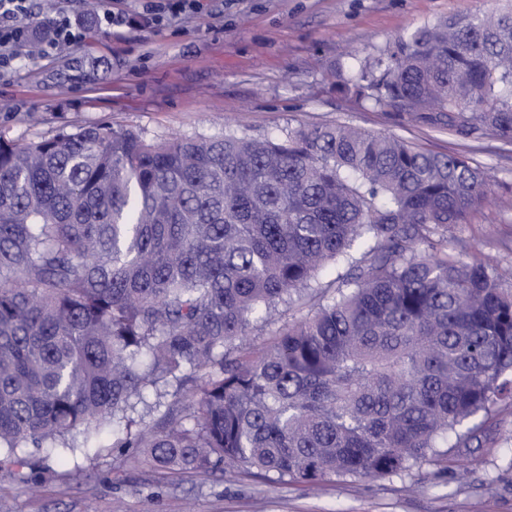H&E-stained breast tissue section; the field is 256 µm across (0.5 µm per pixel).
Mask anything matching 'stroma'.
Wrapping results in <instances>:
<instances>
[{"label": "stroma", "mask_w": 512, "mask_h": 512, "mask_svg": "<svg viewBox=\"0 0 512 512\" xmlns=\"http://www.w3.org/2000/svg\"><path fill=\"white\" fill-rule=\"evenodd\" d=\"M103 4L129 25L105 31L81 0H54L85 38L0 72V129L36 140L63 124L107 122L155 140L227 130L261 139L301 123H342L465 154L491 175L495 195L512 186V144L410 125L336 91L338 74L382 56L395 38L442 16L494 10L498 0H200L159 22L148 0ZM448 244L511 267L512 208L487 205L450 226ZM483 431L447 465L318 486L229 465L166 476L107 448L94 459L64 458L54 480L27 490L0 472V512H512V405L497 407Z\"/></svg>", "instance_id": "obj_1"}]
</instances>
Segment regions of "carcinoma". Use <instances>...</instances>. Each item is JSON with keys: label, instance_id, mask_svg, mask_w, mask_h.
Listing matches in <instances>:
<instances>
[{"label": "carcinoma", "instance_id": "1", "mask_svg": "<svg viewBox=\"0 0 512 512\" xmlns=\"http://www.w3.org/2000/svg\"><path fill=\"white\" fill-rule=\"evenodd\" d=\"M336 88L511 143L512 9L417 27ZM490 195L460 153L337 123L1 129L0 471L26 487L55 454L132 448L317 484L441 460L512 404V289L448 246ZM258 321L276 326L260 347Z\"/></svg>", "mask_w": 512, "mask_h": 512}]
</instances>
